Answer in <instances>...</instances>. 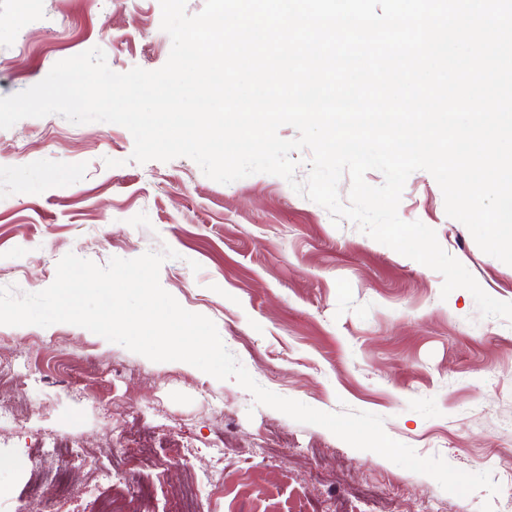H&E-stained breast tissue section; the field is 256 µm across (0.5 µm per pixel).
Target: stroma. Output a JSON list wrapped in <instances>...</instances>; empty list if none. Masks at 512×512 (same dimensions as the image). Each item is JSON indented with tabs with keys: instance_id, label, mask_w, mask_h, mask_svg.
Wrapping results in <instances>:
<instances>
[{
	"instance_id": "1",
	"label": "stroma",
	"mask_w": 512,
	"mask_h": 512,
	"mask_svg": "<svg viewBox=\"0 0 512 512\" xmlns=\"http://www.w3.org/2000/svg\"><path fill=\"white\" fill-rule=\"evenodd\" d=\"M101 48L111 70L164 66L171 39L159 0H0V96L40 82L53 65ZM123 126L58 115L0 130V287L50 286L67 253L107 265L175 251L159 280L186 310L211 319L262 387L325 412L381 416L419 456L491 472L495 496L444 491L430 476L357 450L318 425L259 404L234 380L180 361L154 362L86 328L0 325V353L18 359L24 427L0 423V512H20L35 470L63 464L54 437L85 448L81 485L124 464L155 482L149 512H177L176 491L200 480L212 441L224 448V490L198 512H349L379 491L384 512H512V322L481 316L472 294L442 296V276L297 194L281 177L221 184L191 159L132 160ZM398 214L435 230L491 297L512 302V265L484 253L447 216L424 170L407 179ZM153 427L189 447L188 464L154 468L115 427Z\"/></svg>"
}]
</instances>
